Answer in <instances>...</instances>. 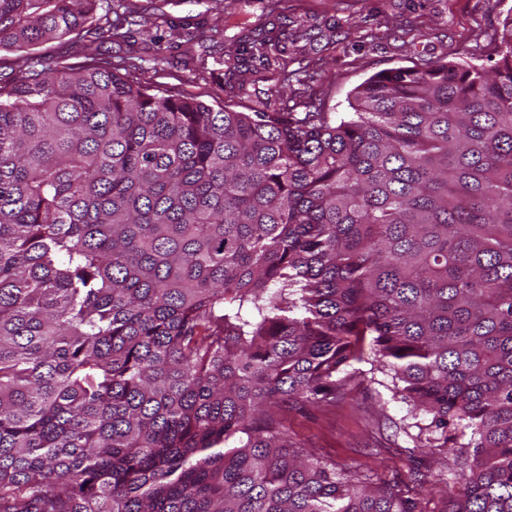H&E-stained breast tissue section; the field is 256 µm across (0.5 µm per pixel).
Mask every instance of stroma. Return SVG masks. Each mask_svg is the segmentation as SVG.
Masks as SVG:
<instances>
[{"label":"stroma","instance_id":"obj_1","mask_svg":"<svg viewBox=\"0 0 512 512\" xmlns=\"http://www.w3.org/2000/svg\"><path fill=\"white\" fill-rule=\"evenodd\" d=\"M207 7V0H101V16L125 18L135 11L188 25L191 41L165 51L160 64L145 43L112 44L92 23L81 33L38 47L33 56L78 65L94 54L116 61L133 55L140 59L136 76L141 82L179 88L210 104L238 106L243 102L238 90L218 88L208 73L236 30H213ZM224 9L255 27L282 14L297 18L298 73L290 87L301 93L319 90L326 111L343 113L350 109L353 90L380 71L437 58L493 65L512 0H224ZM412 423L406 404L391 399L370 378L327 411L288 413L296 438L337 467L355 466L374 480L414 489L431 480L435 466L416 447Z\"/></svg>","mask_w":512,"mask_h":512}]
</instances>
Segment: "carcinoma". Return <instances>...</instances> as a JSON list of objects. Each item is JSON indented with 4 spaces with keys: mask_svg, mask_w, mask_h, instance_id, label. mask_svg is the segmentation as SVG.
<instances>
[{
    "mask_svg": "<svg viewBox=\"0 0 512 512\" xmlns=\"http://www.w3.org/2000/svg\"><path fill=\"white\" fill-rule=\"evenodd\" d=\"M97 8L0 0V50ZM294 23L210 70L279 83L247 112L132 57L0 81V512H426L288 427L367 360L446 512H512V14L494 66L378 72L342 115L286 91Z\"/></svg>",
    "mask_w": 512,
    "mask_h": 512,
    "instance_id": "obj_1",
    "label": "carcinoma"
}]
</instances>
